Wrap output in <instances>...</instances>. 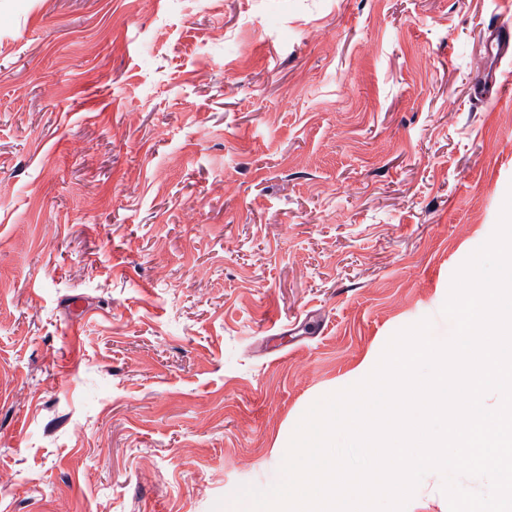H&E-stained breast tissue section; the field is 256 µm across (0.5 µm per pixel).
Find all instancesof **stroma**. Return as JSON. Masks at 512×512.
<instances>
[{
	"label": "stroma",
	"instance_id": "35a3bbf8",
	"mask_svg": "<svg viewBox=\"0 0 512 512\" xmlns=\"http://www.w3.org/2000/svg\"><path fill=\"white\" fill-rule=\"evenodd\" d=\"M512 0H0V512H239L441 313L512 189ZM488 46L494 59L501 62L512 53V30L505 24L493 23L487 29Z\"/></svg>",
	"mask_w": 512,
	"mask_h": 512
}]
</instances>
